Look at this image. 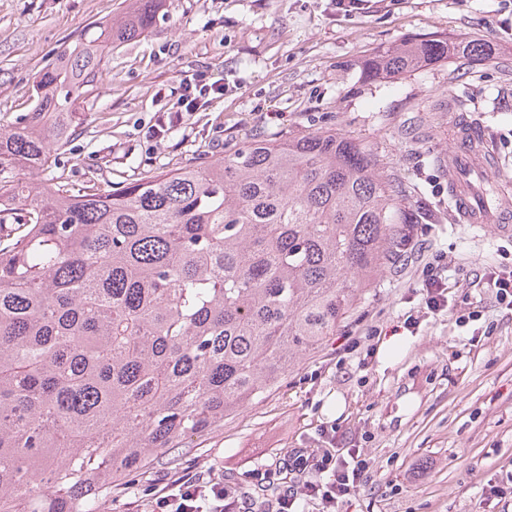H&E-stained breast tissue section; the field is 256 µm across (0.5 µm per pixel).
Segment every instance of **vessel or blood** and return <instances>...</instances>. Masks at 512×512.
<instances>
[{"instance_id":"b4317fda","label":"vessel or blood","mask_w":512,"mask_h":512,"mask_svg":"<svg viewBox=\"0 0 512 512\" xmlns=\"http://www.w3.org/2000/svg\"><path fill=\"white\" fill-rule=\"evenodd\" d=\"M448 198L457 221L490 227H512V182L503 181L494 202H487L477 190V179L491 176L498 159L487 134L453 140L448 147Z\"/></svg>"}]
</instances>
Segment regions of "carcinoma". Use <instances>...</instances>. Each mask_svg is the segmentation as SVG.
Returning <instances> with one entry per match:
<instances>
[{
	"instance_id": "obj_1",
	"label": "carcinoma",
	"mask_w": 512,
	"mask_h": 512,
	"mask_svg": "<svg viewBox=\"0 0 512 512\" xmlns=\"http://www.w3.org/2000/svg\"><path fill=\"white\" fill-rule=\"evenodd\" d=\"M131 0L61 52L0 125V512H99L131 473L278 387L402 257L406 188L327 131L74 194L46 177L105 49L146 33ZM458 51L377 50L371 80Z\"/></svg>"
}]
</instances>
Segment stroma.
<instances>
[{
	"label": "stroma",
	"mask_w": 512,
	"mask_h": 512,
	"mask_svg": "<svg viewBox=\"0 0 512 512\" xmlns=\"http://www.w3.org/2000/svg\"><path fill=\"white\" fill-rule=\"evenodd\" d=\"M337 0H164L137 40L112 45L102 76L81 105L73 139L57 161L69 188L128 182L193 160L233 154L254 138L335 129L358 138L383 170L409 188L418 217L408 257L362 295L358 312L283 384L231 416L220 431L125 477L103 512H141L174 477L222 475L248 506L275 500L283 483L261 475L296 448L322 447L323 425L365 450L368 481L337 512H512V498L481 495L512 472V310L482 286L512 271V235L456 223L448 210L443 152L448 102L468 97L502 168L512 176V0H365L345 13ZM125 0H0V123L32 104L40 70ZM478 39L488 56L454 54L401 76L367 81L365 61L404 39ZM198 71L227 90L148 136L162 107ZM435 253L447 265L448 302L479 306L480 320L426 313L412 287ZM418 329L400 328L405 313ZM380 331L364 366L336 367L345 336Z\"/></svg>",
	"instance_id": "35a3bbf8"
}]
</instances>
